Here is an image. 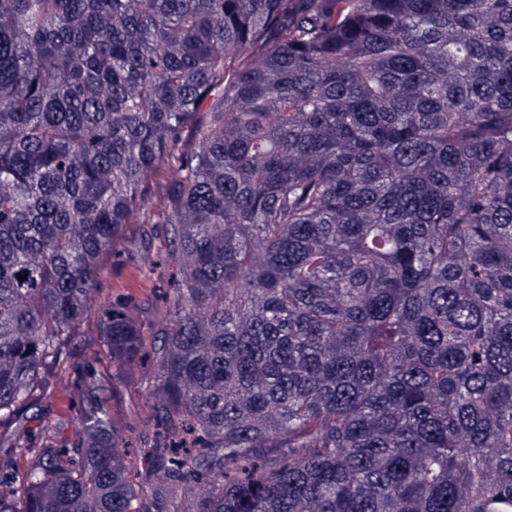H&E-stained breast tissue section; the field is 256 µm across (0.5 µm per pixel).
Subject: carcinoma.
Wrapping results in <instances>:
<instances>
[{"label": "carcinoma", "instance_id": "cac0c4a2", "mask_svg": "<svg viewBox=\"0 0 512 512\" xmlns=\"http://www.w3.org/2000/svg\"><path fill=\"white\" fill-rule=\"evenodd\" d=\"M129 224L160 432L91 367L0 512H512V0H0V427ZM119 435L128 443L126 448L131 458L137 457L140 448H143L144 440L152 437L155 432L154 423L144 416H128L118 413L114 418Z\"/></svg>", "mask_w": 512, "mask_h": 512}]
</instances>
